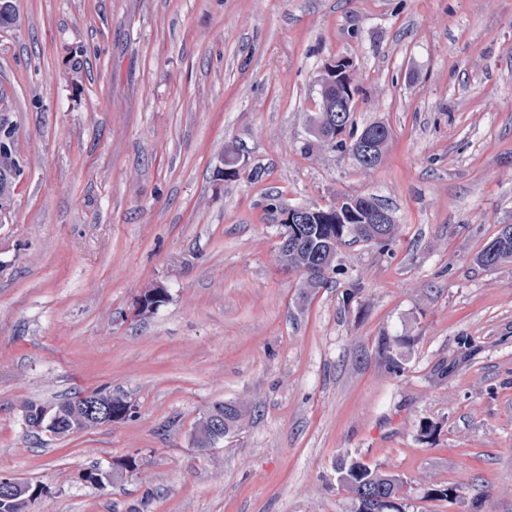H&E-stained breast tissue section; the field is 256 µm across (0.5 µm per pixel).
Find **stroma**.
<instances>
[{"label": "stroma", "mask_w": 512, "mask_h": 512, "mask_svg": "<svg viewBox=\"0 0 512 512\" xmlns=\"http://www.w3.org/2000/svg\"><path fill=\"white\" fill-rule=\"evenodd\" d=\"M17 7L0 30L27 163L0 226V477L41 488L29 512H354L347 456L399 476L406 512H512V262L475 261L512 224V0ZM340 59L355 126L391 131L371 169L309 133ZM229 146L239 175L219 181ZM275 194L369 195L398 234L341 247V274L306 292L275 261ZM153 284L166 303L135 318ZM97 389L130 415L25 430V402ZM253 398L235 434L193 447L203 409Z\"/></svg>", "instance_id": "1"}]
</instances>
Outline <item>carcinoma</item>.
Instances as JSON below:
<instances>
[{
	"label": "carcinoma",
	"instance_id": "carcinoma-1",
	"mask_svg": "<svg viewBox=\"0 0 512 512\" xmlns=\"http://www.w3.org/2000/svg\"><path fill=\"white\" fill-rule=\"evenodd\" d=\"M324 113L314 112L309 117V126L315 140L339 152H352L354 145L361 137L363 130L349 126L347 137L330 141L323 138ZM20 159L18 133H13V153L0 155V174L11 173L19 168L16 160ZM307 232L294 239L290 244L278 243L277 261L280 267L288 272H295L302 278L303 288H322L327 283V275L338 271L336 265L337 252L340 247L355 243L388 245L397 232L396 224H364L354 220L349 224H305ZM476 262L487 268L494 269L498 265L512 261V224H502L495 236L482 248L475 257ZM153 297L154 306L143 309L139 316L154 313L167 301V292L156 286H150L143 292V297ZM382 349L388 368L398 373L403 370L402 357L391 347L389 342L382 341ZM79 398L74 395L56 404L60 412V420L49 432L57 436H67L82 429L80 417L75 413L72 402ZM256 403L251 400L232 402H216L195 420L191 433L194 447L201 450L214 447V442L235 433L242 421L248 416ZM343 487L352 496L355 512H388L380 508L379 498H390L396 502L402 500V480L392 474L383 472L358 459L341 460L337 467ZM41 490L27 494H17L9 502L6 509L0 512H27L29 503L40 495Z\"/></svg>",
	"mask_w": 512,
	"mask_h": 512
}]
</instances>
